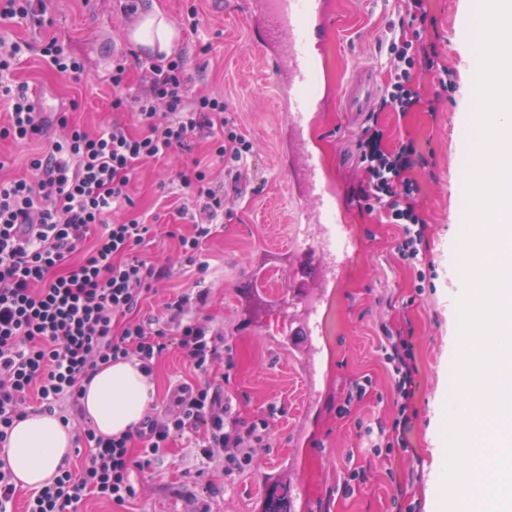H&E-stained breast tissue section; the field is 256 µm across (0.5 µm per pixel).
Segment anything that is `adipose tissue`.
I'll use <instances>...</instances> for the list:
<instances>
[{
  "label": "adipose tissue",
  "mask_w": 512,
  "mask_h": 512,
  "mask_svg": "<svg viewBox=\"0 0 512 512\" xmlns=\"http://www.w3.org/2000/svg\"><path fill=\"white\" fill-rule=\"evenodd\" d=\"M175 27L147 0L141 20L131 33L136 45L149 51L169 52L177 39ZM80 400L83 415L96 432L115 436L138 424L156 394L151 377L137 361H119L99 370L84 385ZM74 442L72 428L57 415L31 413L18 422L9 439V464L16 484L41 488L51 479Z\"/></svg>",
  "instance_id": "1"
}]
</instances>
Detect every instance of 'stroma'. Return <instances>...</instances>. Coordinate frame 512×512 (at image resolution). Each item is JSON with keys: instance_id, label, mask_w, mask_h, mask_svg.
I'll list each match as a JSON object with an SVG mask.
<instances>
[{"instance_id": "obj_1", "label": "stroma", "mask_w": 512, "mask_h": 512, "mask_svg": "<svg viewBox=\"0 0 512 512\" xmlns=\"http://www.w3.org/2000/svg\"><path fill=\"white\" fill-rule=\"evenodd\" d=\"M236 0H155L162 14L179 26L174 53L184 55L192 92L223 95L242 132L254 143L252 181L214 225L203 245L200 271L171 264L157 294L143 313L160 301L191 291L196 279L211 290L202 313L222 332L228 347L224 395L243 423L270 422L269 445L256 449L251 462L210 499L213 512H266L270 492L287 498L297 512L306 494L317 512H438L443 462L435 450L444 444L448 369L456 357L458 299L462 294L449 271L457 264L464 215V159L454 131L467 126L473 110L475 0H430L426 27L441 59L456 75L455 91L440 93L436 81L421 73V91L437 99L436 111L423 109L396 119L379 115L389 130L388 145L413 140L416 163L411 176L420 187L418 206L428 228L427 260L421 269L404 265L393 251L396 228L359 208L362 176L357 169L353 134L363 114L331 108L321 112L316 139L331 177L341 182L351 230L365 244L351 258L341 284L323 308L326 332L317 352L300 359L264 334L268 304L285 288L246 295L254 262L261 256L286 260L296 241L295 204L281 142L285 110L273 77L255 40L253 27L235 9ZM196 7L198 32L182 28L188 7ZM48 26L38 28L0 21V38L31 45L14 74L40 92L47 111L70 113L95 132L113 120L135 126L133 114L113 112L112 57L134 51L128 32L138 16H125L118 0H46ZM393 0H335L334 25L321 46L326 82L346 84L359 71L383 84L380 42L395 20ZM57 36L80 55V77L62 76L36 54L43 37ZM210 163L208 142L196 139L191 150L144 165L129 187L132 206L125 217L157 225L143 253L163 259L176 251V236L192 229L182 205L177 175L192 161ZM411 335L418 367L409 401L412 427L403 448H374L362 423L391 427L399 406L391 372L380 350V324ZM367 381L361 402L345 406L354 381ZM143 493L134 504L118 507L92 499L82 512H186L183 488L205 484L194 449L173 442L150 470L135 474Z\"/></svg>"}]
</instances>
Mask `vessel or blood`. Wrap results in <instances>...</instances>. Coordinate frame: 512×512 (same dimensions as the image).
<instances>
[{
    "instance_id": "b4317fda",
    "label": "vessel or blood",
    "mask_w": 512,
    "mask_h": 512,
    "mask_svg": "<svg viewBox=\"0 0 512 512\" xmlns=\"http://www.w3.org/2000/svg\"><path fill=\"white\" fill-rule=\"evenodd\" d=\"M241 7L267 53L285 106L288 141L297 150L289 179L300 202L297 221L311 233L294 253L288 308L280 317L294 345L310 352L320 331L316 301L338 287L348 256L357 247L343 226L340 196L322 158L309 146L310 132L327 100L345 112L367 111L370 80L363 77L333 90L320 80L317 47L329 33V0H242Z\"/></svg>"
}]
</instances>
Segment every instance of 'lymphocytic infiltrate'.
<instances>
[{
  "instance_id": "obj_1",
  "label": "lymphocytic infiltrate",
  "mask_w": 512,
  "mask_h": 512,
  "mask_svg": "<svg viewBox=\"0 0 512 512\" xmlns=\"http://www.w3.org/2000/svg\"><path fill=\"white\" fill-rule=\"evenodd\" d=\"M398 23L386 31V79L381 109L399 115L433 111L414 81L415 55L425 43L406 31L404 19L426 17V0H398ZM19 43L0 39V104L8 120L0 138L18 144L43 142L29 160L30 174L0 179V447L13 426L32 410L54 412L58 402L78 406L83 383L103 365L134 360L152 374L169 345H176L190 371L220 373L224 338L193 315L182 294L164 302L158 314L141 316L145 294L167 276L146 261L142 249L157 227L135 219L108 223L116 205L129 202L128 186L142 164L187 148L199 132L211 139V165L193 161L178 174V186L194 202L198 218L191 234L178 238L186 263H193L224 214L228 196L240 195L253 144L229 116L223 97L190 94L183 56L160 64L150 58L112 61L116 112H133L140 125L131 132L120 121L96 133L47 113L26 85L13 83L22 62ZM137 70L139 90L121 89ZM384 129L363 123L354 135L363 175L362 204L382 223L398 227L394 247L405 264L422 263L426 222L418 213L416 183L410 180L413 144L385 146ZM223 184H216L214 170ZM399 399L412 397L418 373L412 346L401 332L385 330L381 345ZM81 465H61L51 486L33 492L24 512H79L91 498L124 505L136 499L133 472L149 470L155 456L176 439L196 450L204 470L232 479L268 434L266 420L245 424L232 414L221 385L177 384L160 409L145 413L125 434L98 435L74 423Z\"/></svg>"
}]
</instances>
